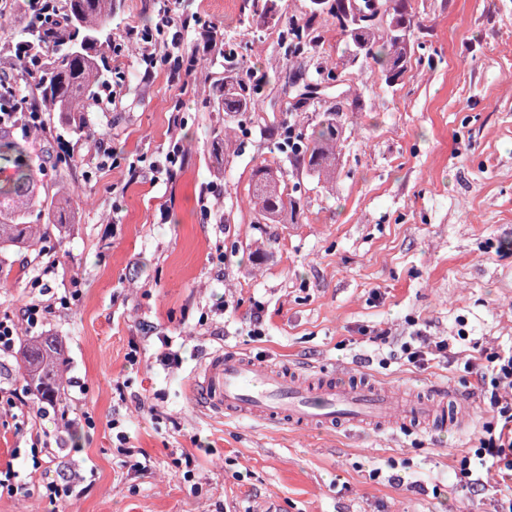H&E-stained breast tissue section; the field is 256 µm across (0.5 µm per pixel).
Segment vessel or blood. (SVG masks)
Returning <instances> with one entry per match:
<instances>
[{
  "mask_svg": "<svg viewBox=\"0 0 512 512\" xmlns=\"http://www.w3.org/2000/svg\"><path fill=\"white\" fill-rule=\"evenodd\" d=\"M197 403L227 419L288 423L302 431L458 428L465 401L443 385L431 396L400 400L362 376L321 371L316 380L235 351L211 355L193 385Z\"/></svg>",
  "mask_w": 512,
  "mask_h": 512,
  "instance_id": "obj_1",
  "label": "vessel or blood"
}]
</instances>
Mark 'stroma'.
I'll return each mask as SVG.
<instances>
[{
  "instance_id": "stroma-1",
  "label": "stroma",
  "mask_w": 512,
  "mask_h": 512,
  "mask_svg": "<svg viewBox=\"0 0 512 512\" xmlns=\"http://www.w3.org/2000/svg\"><path fill=\"white\" fill-rule=\"evenodd\" d=\"M120 3L116 40L154 29L167 0ZM411 4L415 52L387 84L357 76L351 40L330 23L313 58L281 56L278 31L309 0H275L262 18L243 16L242 0H192L200 20L244 47L237 71L260 79L258 110L204 106L224 75L215 53L181 80L161 63L144 80L130 48L121 92L88 108L96 136L27 139L26 160L47 183L89 193L63 242L0 254V314L71 298L21 332L59 337L67 358L69 430L42 415L39 396L27 398L36 424L63 435L57 454L86 487L61 512H501L496 472L471 494L455 466L489 418L472 365L482 349L512 348V0ZM336 106L335 173L290 169L276 148L282 124L303 128ZM175 142L184 170L154 181L150 163ZM55 151L69 154L68 169L56 171ZM265 160L289 168L299 223H255L248 187ZM48 265L52 273L39 276ZM257 302L264 334L253 340ZM462 328L469 338L459 343ZM165 336L179 365L158 360ZM416 336L450 339L447 357L407 365L401 345ZM220 350L304 375L353 371L407 393L450 382L474 420L457 431L384 433L225 420L192 394L202 361ZM114 420L150 470L130 472ZM31 427L0 412V464L12 463L19 487L0 496V512L48 508L38 492L56 466L32 469ZM184 451L195 457L191 484L177 464Z\"/></svg>"
}]
</instances>
